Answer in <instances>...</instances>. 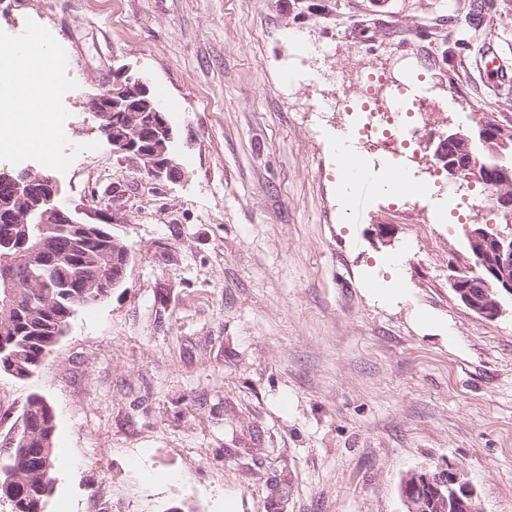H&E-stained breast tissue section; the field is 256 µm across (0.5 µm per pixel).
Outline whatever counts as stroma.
Returning a JSON list of instances; mask_svg holds the SVG:
<instances>
[{
    "label": "stroma",
    "instance_id": "1",
    "mask_svg": "<svg viewBox=\"0 0 512 512\" xmlns=\"http://www.w3.org/2000/svg\"><path fill=\"white\" fill-rule=\"evenodd\" d=\"M453 2L39 0L29 31L70 52L53 150L72 166L51 172L130 253L32 377L0 376V424L32 391L55 410L45 512H404V475L444 462L483 512H512V304L485 319L448 282L474 190L419 143L412 220L368 177L345 202L324 114L394 53L438 105L430 127L512 120L481 56L426 57L420 33ZM484 24L512 71V0ZM296 34L328 54L289 69ZM126 64L178 128L181 179L115 155L85 106ZM397 280L407 295L365 291Z\"/></svg>",
    "mask_w": 512,
    "mask_h": 512
}]
</instances>
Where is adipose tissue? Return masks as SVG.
Segmentation results:
<instances>
[{
    "label": "adipose tissue",
    "instance_id": "obj_1",
    "mask_svg": "<svg viewBox=\"0 0 512 512\" xmlns=\"http://www.w3.org/2000/svg\"><path fill=\"white\" fill-rule=\"evenodd\" d=\"M52 56L53 50L46 43L35 53L12 46L10 72L16 81L6 96V105L0 107V149L21 150L40 144L44 129L64 120V113L52 111L45 98L53 79Z\"/></svg>",
    "mask_w": 512,
    "mask_h": 512
}]
</instances>
